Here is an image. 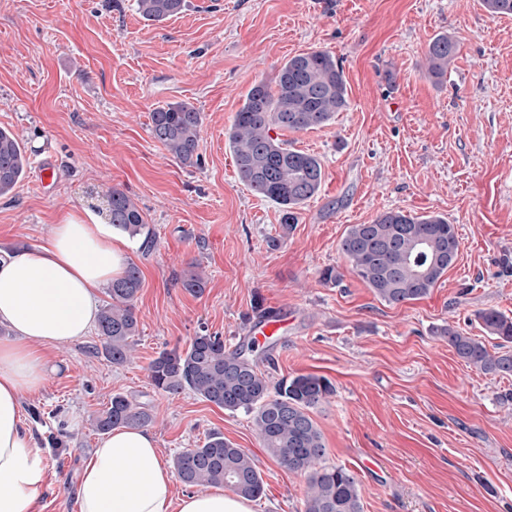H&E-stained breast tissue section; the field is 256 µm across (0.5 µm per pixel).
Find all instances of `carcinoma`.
I'll list each match as a JSON object with an SVG mask.
<instances>
[{
  "mask_svg": "<svg viewBox=\"0 0 512 512\" xmlns=\"http://www.w3.org/2000/svg\"><path fill=\"white\" fill-rule=\"evenodd\" d=\"M492 15H512V0H481ZM147 21L162 22L184 10L186 0H137ZM459 53L453 38L441 34L427 46L429 76L444 81ZM348 107L347 84L341 64L326 51L289 58L275 77V86L260 81L245 96L229 132L239 180L255 194L283 208L282 224L298 221V209L320 190L323 167L311 153L294 148L279 132H298L327 125ZM201 112L187 102L160 106L151 114L150 131L179 163H197ZM28 158L9 130L0 128V195L10 194L24 178ZM112 228L132 236L145 228L138 206L120 189L109 194ZM339 249L352 269L380 300L400 305L426 296L455 263L459 252L456 226L442 215H412L388 210L369 224H353ZM141 286L138 267L130 263L107 288L110 301L97 319L104 352L115 365L132 358V337L138 335L134 301ZM475 318L482 330L499 340V351L453 326L440 329L448 345L466 365L493 376L512 375V317L495 309L480 310ZM255 346L236 350L224 337L203 329L184 349L163 350L149 366L153 387L176 395L190 390L201 399L231 413L252 416L268 454L290 471L305 474L307 488L302 512H363L358 481L343 466L324 463L326 448L312 410L334 394L332 382L301 374L270 386L247 356ZM151 414L121 394L92 422L101 434L115 427H145ZM178 479L189 486L223 485L254 500L263 493V478L243 449L212 433L200 448H189L173 460Z\"/></svg>",
  "mask_w": 512,
  "mask_h": 512,
  "instance_id": "carcinoma-1",
  "label": "carcinoma"
}]
</instances>
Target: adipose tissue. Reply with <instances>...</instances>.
Segmentation results:
<instances>
[{"label":"adipose tissue","instance_id":"obj_1","mask_svg":"<svg viewBox=\"0 0 512 512\" xmlns=\"http://www.w3.org/2000/svg\"><path fill=\"white\" fill-rule=\"evenodd\" d=\"M125 270L109 220L69 217L44 245L0 259V512H35L44 453L26 429L25 395L38 392L51 366L44 347L86 336L98 293ZM174 474L154 437L141 428L104 434L84 462L79 512H253L251 500L223 489L174 495Z\"/></svg>","mask_w":512,"mask_h":512}]
</instances>
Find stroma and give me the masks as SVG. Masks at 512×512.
I'll return each instance as SVG.
<instances>
[{"label":"stroma","mask_w":512,"mask_h":512,"mask_svg":"<svg viewBox=\"0 0 512 512\" xmlns=\"http://www.w3.org/2000/svg\"><path fill=\"white\" fill-rule=\"evenodd\" d=\"M187 2L155 23L136 0H0V127L29 158L0 197V254L43 244L67 216L107 213L115 188L146 221L143 234H113L141 275L133 361L94 353L102 339L90 331L51 350L42 388L22 402L44 450L38 512H78L100 439L91 421L116 393L150 412L166 460L220 431L262 473L255 512H302L305 475L267 454L250 416L149 378L160 351L203 329L235 348L273 309L288 330L253 360L273 384H334L312 416L326 463L357 476L364 512H512V376L467 366L437 334L483 336V309L512 316V16L488 15L481 0ZM440 33L459 55L439 85L424 54ZM311 50L340 60L349 105L292 134L324 180L286 231L279 205L239 180L228 133L249 89ZM180 100L203 116L194 167L150 133L153 110ZM390 209L445 216L460 240L437 286L400 305L378 299L339 250L350 225ZM328 267L339 281L322 279ZM193 271L206 280L199 295L182 286Z\"/></svg>","instance_id":"stroma-1"}]
</instances>
